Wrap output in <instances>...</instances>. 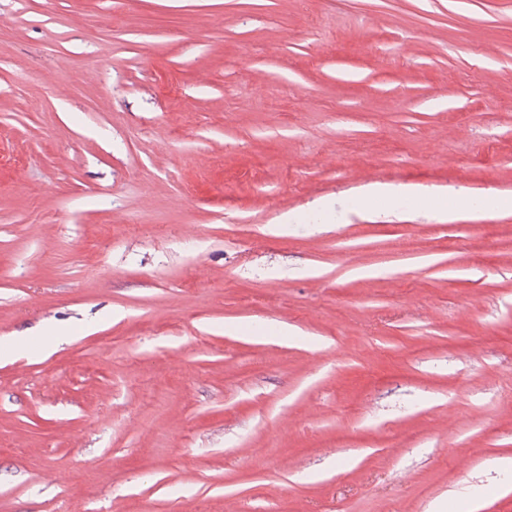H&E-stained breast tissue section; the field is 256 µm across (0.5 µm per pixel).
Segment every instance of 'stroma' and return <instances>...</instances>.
<instances>
[{
  "instance_id": "35a3bbf8",
  "label": "stroma",
  "mask_w": 512,
  "mask_h": 512,
  "mask_svg": "<svg viewBox=\"0 0 512 512\" xmlns=\"http://www.w3.org/2000/svg\"><path fill=\"white\" fill-rule=\"evenodd\" d=\"M505 458L512 0H0V512H512Z\"/></svg>"
}]
</instances>
